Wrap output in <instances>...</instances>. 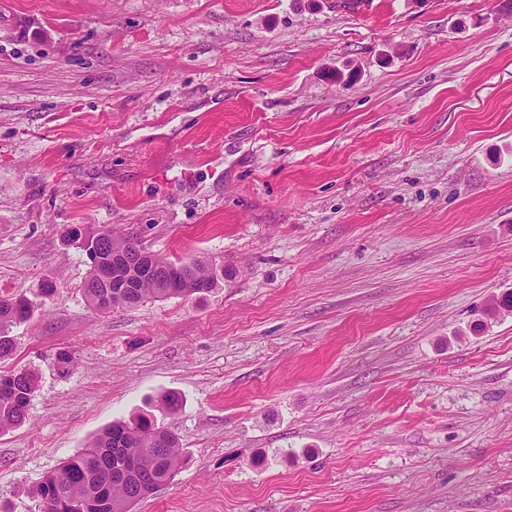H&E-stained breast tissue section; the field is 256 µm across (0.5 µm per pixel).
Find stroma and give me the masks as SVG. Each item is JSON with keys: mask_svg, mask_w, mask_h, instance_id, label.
<instances>
[{"mask_svg": "<svg viewBox=\"0 0 512 512\" xmlns=\"http://www.w3.org/2000/svg\"><path fill=\"white\" fill-rule=\"evenodd\" d=\"M7 2L0 512L142 413L133 512H512V0ZM73 224L236 275L100 312ZM33 304L24 295L0 296V360L10 357L14 350L11 329L17 322L27 320ZM33 372L21 370L0 375V430L22 426L28 419V406L35 393Z\"/></svg>", "mask_w": 512, "mask_h": 512, "instance_id": "1", "label": "stroma"}]
</instances>
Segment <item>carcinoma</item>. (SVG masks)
I'll return each mask as SVG.
<instances>
[{
	"instance_id": "obj_1",
	"label": "carcinoma",
	"mask_w": 512,
	"mask_h": 512,
	"mask_svg": "<svg viewBox=\"0 0 512 512\" xmlns=\"http://www.w3.org/2000/svg\"><path fill=\"white\" fill-rule=\"evenodd\" d=\"M67 241H77L87 258V276L81 289L95 310L134 307L147 300H162L207 293L218 287L227 272L214 264L192 259L186 273L180 261L153 255L156 275L145 278L128 266L113 267V275L131 287L114 288L100 278L112 264V252L143 248L140 240L118 236L112 229L69 228ZM33 304L23 295L0 296V360L12 355L14 325L28 319ZM34 373L21 370L0 375V430L21 426L28 419V406L35 393ZM181 465L178 437L157 427L146 415L117 420L104 428L88 446L64 459L36 488L43 512H114L120 503L131 512L140 500L156 493Z\"/></svg>"
}]
</instances>
